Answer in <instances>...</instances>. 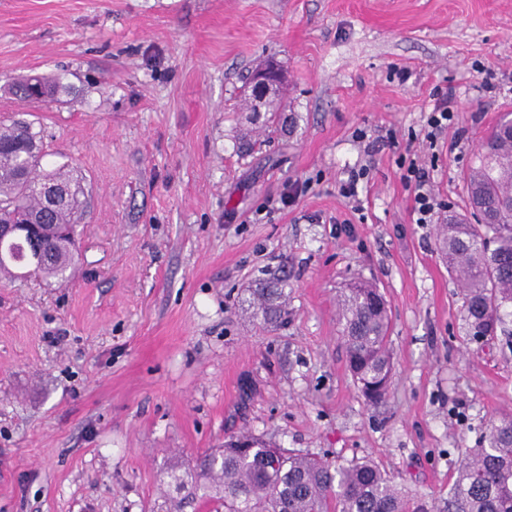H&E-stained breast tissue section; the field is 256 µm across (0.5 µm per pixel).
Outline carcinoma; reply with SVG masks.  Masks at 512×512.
<instances>
[{"label": "carcinoma", "mask_w": 512, "mask_h": 512, "mask_svg": "<svg viewBox=\"0 0 512 512\" xmlns=\"http://www.w3.org/2000/svg\"><path fill=\"white\" fill-rule=\"evenodd\" d=\"M60 83L28 76L11 87L27 105L51 102ZM41 131L33 123L0 121V222L24 226L49 223L61 233L32 243L23 231L0 245V271L33 264L31 274L62 279L76 263L73 245L80 223L84 187L72 169L43 166ZM68 189L67 198L46 211L43 187ZM468 206L490 217L470 224L457 215L442 225L441 249L464 293L463 320L470 340L488 341L512 316V122L496 124L481 142L468 176ZM248 308L263 324L278 327L288 318V282L273 276L249 289ZM348 363L361 393L371 402L387 393L392 358L389 316L380 290L361 282L339 304ZM169 484L193 502H215L224 512H429L405 494L368 459L347 465L283 450L277 462L266 459V443L251 435L232 436L224 447L196 462L191 480L171 471ZM439 512H512V416L492 424L483 444L461 459L448 500Z\"/></svg>", "instance_id": "carcinoma-1"}]
</instances>
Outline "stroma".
Here are the masks:
<instances>
[{
	"label": "stroma",
	"mask_w": 512,
	"mask_h": 512,
	"mask_svg": "<svg viewBox=\"0 0 512 512\" xmlns=\"http://www.w3.org/2000/svg\"><path fill=\"white\" fill-rule=\"evenodd\" d=\"M277 60L276 130L240 89ZM57 77L56 101L7 86ZM455 119L424 141L430 93ZM512 113V0H0V117L41 129L87 208L66 283L0 273V512H159L167 473L249 432L333 462L372 459L427 505L512 416V321L480 347L439 227ZM364 138H356V130ZM394 130L399 144L384 136ZM445 210L417 223L405 151ZM368 168L360 210L339 193ZM310 188L288 208L295 181ZM288 279V322L241 303ZM377 284L386 400L346 362L340 292Z\"/></svg>",
	"instance_id": "stroma-1"
}]
</instances>
